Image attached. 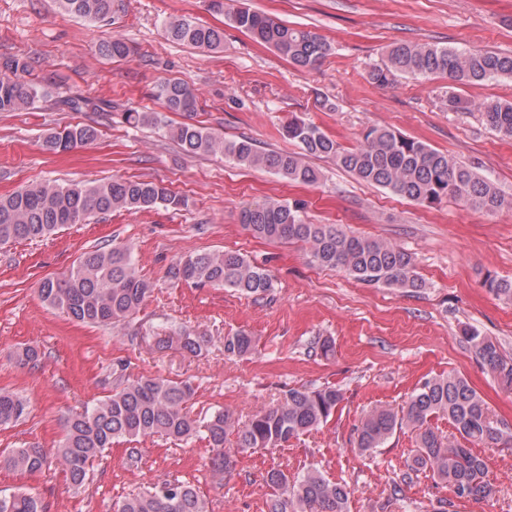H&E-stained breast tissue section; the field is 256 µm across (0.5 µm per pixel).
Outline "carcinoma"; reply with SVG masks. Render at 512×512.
I'll list each match as a JSON object with an SVG mask.
<instances>
[{"label": "carcinoma", "mask_w": 512, "mask_h": 512, "mask_svg": "<svg viewBox=\"0 0 512 512\" xmlns=\"http://www.w3.org/2000/svg\"><path fill=\"white\" fill-rule=\"evenodd\" d=\"M60 6L90 23L104 21L113 12L114 0H58ZM207 7L224 14L237 29L257 42L274 48L293 65L315 69L334 52L333 45L318 33L290 26L252 9L244 0H207ZM169 41L210 51L224 45V31L174 16L165 23ZM105 58L124 59L129 45L116 37L98 48ZM26 65L17 59L0 64V112H17L39 96L36 87L22 82L17 73ZM371 83L386 87L400 76L446 78L455 84L481 83L512 78V56L468 49L440 47L431 43L400 42L387 50L386 60L367 73ZM155 97L168 112L191 114L197 94L187 83L164 79L155 87ZM485 124L504 138H512V102L491 100L484 104ZM134 126L158 127L188 155L222 153L236 165L263 168L289 183L315 185L322 170L313 159L328 158L359 179L397 196L434 205L453 199L465 206L493 214L512 208L490 178L475 173L446 152L391 128L368 126L361 143L345 148L312 122L292 118L284 135L299 145L297 152L261 150L249 138L226 140L223 136L190 123L171 125L158 112L124 113ZM96 138L91 126H67L49 133L44 147L52 152L70 151ZM178 209L187 200L159 183L112 179L93 185L35 184L7 197H0V245L19 240L43 239L68 224H78L95 214L116 210L140 212L157 206ZM240 221L252 234L272 241L298 240L308 246L310 262L340 269L359 282L388 288L419 291L424 281L416 273L415 256L385 240L348 235L334 224H310L298 204L270 199L247 205ZM173 277L195 287L232 288L246 296L272 292L274 280L268 270L233 251L194 253L172 267ZM483 285L498 299L512 302V280L486 275ZM152 285L138 271L129 248L99 247L81 255L66 274L45 279L39 288L42 300L68 317L87 324L118 325L136 315L151 293ZM476 360L512 391V361L505 359L491 338L473 328L462 330ZM184 352L198 356L209 339L191 330L177 338ZM256 339L244 329L224 334V355L244 357L252 353ZM196 389L192 381L161 376L133 380L118 378L112 394L92 407L63 419V439L56 458L70 483L77 489L86 480L91 461L119 440L161 436L176 441L200 437L212 450L210 471L220 477L234 458L254 448H282L301 435L317 429L333 416L343 400L334 386L310 390L291 388L275 405L241 423L226 410L203 419L192 417L188 402ZM27 414L26 401L0 392V426L13 424ZM448 421L455 434L447 438L429 426L432 419ZM416 431V448L407 470L392 481L391 495L401 485L413 482L420 472L431 474L435 483L448 487L452 497L439 501L436 512H449L458 500H486L493 495L488 466L473 446L512 448V425L496 418L487 403L457 372L426 378L398 409L376 406L367 411L355 428L359 453L370 454L382 447L398 430ZM234 444L224 447L228 436ZM4 464L29 474L47 467L48 452L30 446L15 448ZM270 490L267 512H349L351 492L342 483L309 469L290 478L281 469L267 471ZM0 512H47L40 497L32 494H1ZM117 512H209L207 502L194 485L175 479L124 497Z\"/></svg>", "instance_id": "carcinoma-1"}]
</instances>
